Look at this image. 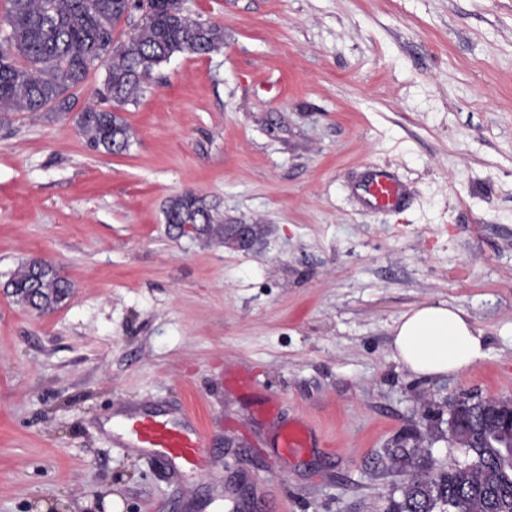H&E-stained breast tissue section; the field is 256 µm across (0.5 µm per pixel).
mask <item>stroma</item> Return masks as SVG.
Masks as SVG:
<instances>
[{
    "mask_svg": "<svg viewBox=\"0 0 512 512\" xmlns=\"http://www.w3.org/2000/svg\"><path fill=\"white\" fill-rule=\"evenodd\" d=\"M224 30L122 108L117 155L75 113L0 115V512H390L420 465L464 460L452 404L512 401V0H185ZM382 169L399 213L365 207ZM194 192L246 251L169 236ZM30 258L71 285L39 313L5 288ZM424 302L464 308L484 359L419 378L391 330ZM192 410L206 470L119 447L117 414ZM315 445L287 457L279 425ZM257 237L260 229H254L253 224H231L229 234L225 237V244L232 243L238 248H248Z\"/></svg>",
    "mask_w": 512,
    "mask_h": 512,
    "instance_id": "35a3bbf8",
    "label": "stroma"
}]
</instances>
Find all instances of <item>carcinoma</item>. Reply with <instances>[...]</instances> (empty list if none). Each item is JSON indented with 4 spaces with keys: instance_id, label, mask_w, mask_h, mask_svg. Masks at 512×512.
<instances>
[{
    "instance_id": "carcinoma-1",
    "label": "carcinoma",
    "mask_w": 512,
    "mask_h": 512,
    "mask_svg": "<svg viewBox=\"0 0 512 512\" xmlns=\"http://www.w3.org/2000/svg\"><path fill=\"white\" fill-rule=\"evenodd\" d=\"M8 25L0 40V114L67 112L69 91L79 87L95 62L105 65L102 100L76 119L91 149L121 154L131 133L112 104L137 99L146 79L177 53L206 55L224 45V31L200 24L183 0H152L150 18L121 40L117 23L130 16L128 0H6ZM169 226L190 224L199 239H224V218L194 193L170 198L164 210ZM17 301L52 310L69 295L70 283L41 258L23 262L7 281ZM480 433L465 449L470 461L441 466L406 482L398 512H512V461L505 448L488 444Z\"/></svg>"
}]
</instances>
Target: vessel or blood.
<instances>
[{
    "label": "vessel or blood",
    "mask_w": 512,
    "mask_h": 512,
    "mask_svg": "<svg viewBox=\"0 0 512 512\" xmlns=\"http://www.w3.org/2000/svg\"><path fill=\"white\" fill-rule=\"evenodd\" d=\"M363 202L373 210L392 212L405 203L401 186L388 174L373 173L363 185ZM129 445L138 450H161L171 462L181 468H199L206 460V440L202 430L189 422L173 423L152 416L133 418L126 426ZM311 433L306 425L295 423L279 434V446L284 453L298 454L310 446Z\"/></svg>",
    "instance_id": "obj_1"
}]
</instances>
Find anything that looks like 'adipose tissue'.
<instances>
[{"mask_svg": "<svg viewBox=\"0 0 512 512\" xmlns=\"http://www.w3.org/2000/svg\"><path fill=\"white\" fill-rule=\"evenodd\" d=\"M395 358L412 374H459L485 355L482 333L468 313L451 304L417 305L392 330Z\"/></svg>", "mask_w": 512, "mask_h": 512, "instance_id": "ef3b65f1", "label": "adipose tissue"}]
</instances>
